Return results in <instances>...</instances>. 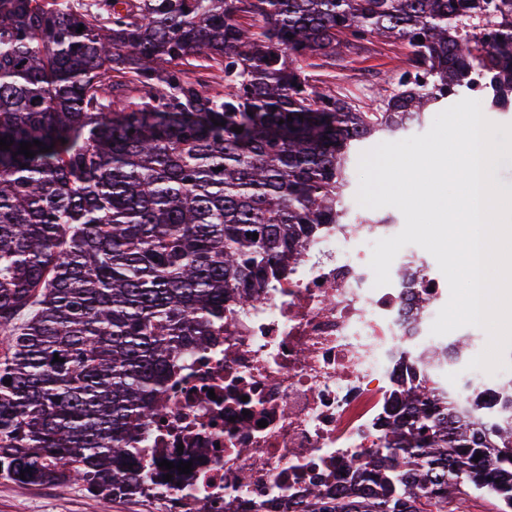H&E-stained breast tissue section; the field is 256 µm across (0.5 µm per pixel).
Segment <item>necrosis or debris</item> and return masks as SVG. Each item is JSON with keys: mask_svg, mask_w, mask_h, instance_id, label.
Masks as SVG:
<instances>
[{"mask_svg": "<svg viewBox=\"0 0 512 512\" xmlns=\"http://www.w3.org/2000/svg\"><path fill=\"white\" fill-rule=\"evenodd\" d=\"M380 218L322 225L301 261L250 303L227 300L224 327L181 348L134 442L139 497L162 512H191L200 499L211 512H284L311 485L347 487L348 461L383 445L403 390L423 377L475 382V412L504 413L512 386L468 369L477 348L418 366L420 353L451 342L430 332L448 283L408 245L389 284L375 286L372 247L401 230L392 212ZM409 267L425 277L408 283ZM165 460L190 463V474H168Z\"/></svg>", "mask_w": 512, "mask_h": 512, "instance_id": "4bbe7bcc", "label": "necrosis or debris"}]
</instances>
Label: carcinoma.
<instances>
[{
	"label": "carcinoma",
	"mask_w": 512,
	"mask_h": 512,
	"mask_svg": "<svg viewBox=\"0 0 512 512\" xmlns=\"http://www.w3.org/2000/svg\"><path fill=\"white\" fill-rule=\"evenodd\" d=\"M373 38L411 49L375 110L311 83ZM465 90L512 110V0H0V477L130 496L171 358L345 222L356 147ZM405 406L302 512H512V416ZM448 512H497L495 503L484 497H464L448 503Z\"/></svg>",
	"instance_id": "carcinoma-1"
}]
</instances>
